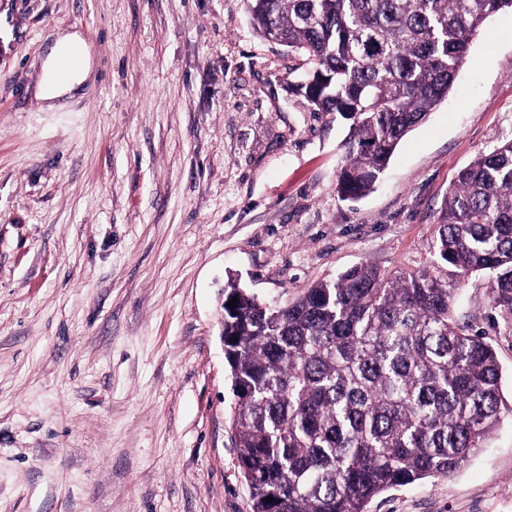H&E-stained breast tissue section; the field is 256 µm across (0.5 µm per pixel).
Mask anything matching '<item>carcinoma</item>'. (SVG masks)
<instances>
[{"mask_svg":"<svg viewBox=\"0 0 512 512\" xmlns=\"http://www.w3.org/2000/svg\"><path fill=\"white\" fill-rule=\"evenodd\" d=\"M311 68L293 84L348 124L336 191L370 192L447 96L472 37L512 0H245ZM434 260L353 266L297 300L224 289L231 429L252 512H367L382 493L451 476L502 420L493 346L457 323L466 277L512 315V140L478 154L444 197ZM274 501H269V498Z\"/></svg>","mask_w":512,"mask_h":512,"instance_id":"1","label":"carcinoma"}]
</instances>
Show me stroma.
I'll use <instances>...</instances> for the list:
<instances>
[{
	"label": "stroma",
	"mask_w": 512,
	"mask_h": 512,
	"mask_svg": "<svg viewBox=\"0 0 512 512\" xmlns=\"http://www.w3.org/2000/svg\"><path fill=\"white\" fill-rule=\"evenodd\" d=\"M93 73L35 83L58 33ZM244 0H0V512H251L231 431L224 289L289 302L359 264L415 269L460 169L512 139V10L376 189L342 199L346 125L310 111ZM486 275L456 313L508 405L452 477L367 512H512V316ZM72 51L79 53V65L66 74L59 75V60ZM90 72L91 51L83 38L75 32L58 35L43 63L42 72L36 84L35 97L40 102L41 108L60 107L62 104L59 101L80 89L87 81Z\"/></svg>",
	"instance_id": "stroma-1"
}]
</instances>
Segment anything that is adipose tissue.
I'll return each mask as SVG.
<instances>
[{
  "label": "adipose tissue",
  "mask_w": 512,
  "mask_h": 512,
  "mask_svg": "<svg viewBox=\"0 0 512 512\" xmlns=\"http://www.w3.org/2000/svg\"><path fill=\"white\" fill-rule=\"evenodd\" d=\"M91 72V51L75 33L58 35L47 55L36 84V98L47 109L80 89Z\"/></svg>",
  "instance_id": "obj_1"
}]
</instances>
